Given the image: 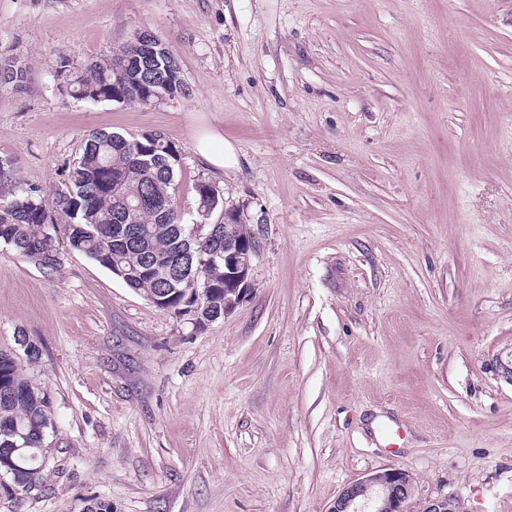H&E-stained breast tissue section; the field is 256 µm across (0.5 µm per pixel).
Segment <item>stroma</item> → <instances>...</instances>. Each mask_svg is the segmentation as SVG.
<instances>
[{
  "instance_id": "35a3bbf8",
  "label": "stroma",
  "mask_w": 512,
  "mask_h": 512,
  "mask_svg": "<svg viewBox=\"0 0 512 512\" xmlns=\"http://www.w3.org/2000/svg\"><path fill=\"white\" fill-rule=\"evenodd\" d=\"M184 95L56 88L140 30ZM0 155L53 195L89 133L158 132L177 199L217 187L253 293L196 330L84 255L0 247V350L52 402L56 471L0 512H328L395 467L409 508L512 512V0H0ZM225 167L194 149L208 132Z\"/></svg>"
}]
</instances>
